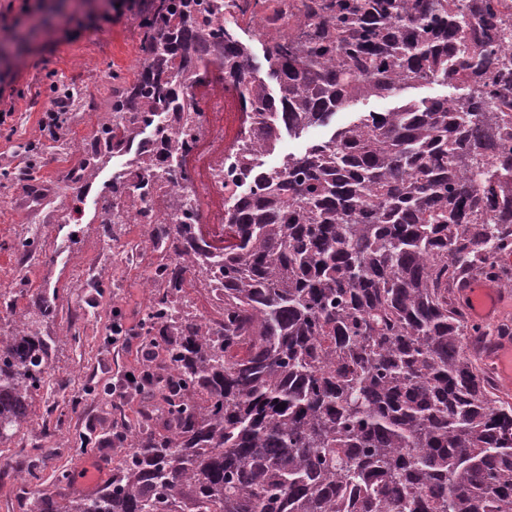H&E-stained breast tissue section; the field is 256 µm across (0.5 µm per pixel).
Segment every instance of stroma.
I'll list each match as a JSON object with an SVG mask.
<instances>
[{
  "instance_id": "obj_1",
  "label": "stroma",
  "mask_w": 512,
  "mask_h": 512,
  "mask_svg": "<svg viewBox=\"0 0 512 512\" xmlns=\"http://www.w3.org/2000/svg\"><path fill=\"white\" fill-rule=\"evenodd\" d=\"M104 0H28V10L17 17L19 25L35 30L21 57L0 59V111L13 113L11 124L0 126V168L21 167V142L42 132L44 113L52 111L47 74L53 73L67 87L82 91L86 106L70 113L63 142L92 137L100 122L109 118L112 71L134 80L142 57L137 19L132 13L105 23L100 21ZM216 118L220 132L208 138L203 157H216L234 145L242 128L237 100L217 93ZM63 143L47 147L40 169L46 197L38 208L16 188L0 189V244L10 241L26 225L38 227L44 251L27 261L0 247V286L10 290L18 307L28 306L38 290L57 293V316L49 331L57 340L51 371L34 396L27 423L10 442L0 445V512H29L33 501L60 502L87 498L112 476L121 451L109 447L112 429V385L125 375L139 372L142 360L135 346L112 339L113 322L139 330L149 302L147 269L158 259L147 253L135 263L113 261V252H127L140 240L144 228L127 224L117 229L113 250H106L97 224L99 198L112 179V167L84 190V222L65 224L58 202L63 176L75 160ZM77 242H70V232ZM107 268L114 284L110 294L92 299L83 283L97 267ZM25 288H17V280ZM92 446H85V439ZM36 468L33 484L18 475ZM95 469V482L84 478ZM65 482H57L59 471Z\"/></svg>"
}]
</instances>
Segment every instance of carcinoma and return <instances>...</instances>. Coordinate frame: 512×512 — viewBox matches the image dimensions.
<instances>
[{
  "mask_svg": "<svg viewBox=\"0 0 512 512\" xmlns=\"http://www.w3.org/2000/svg\"><path fill=\"white\" fill-rule=\"evenodd\" d=\"M270 2L226 16L214 0H144L137 77L112 73L110 112L130 117L99 125L84 170L178 107L200 67L251 98L270 148L371 97L400 103L286 155L224 207L219 231L154 225L149 279L162 287L141 326L168 372L128 390H158L163 428L113 407L112 480L36 512H512V404L466 355L451 303L512 251V0H293L286 32ZM245 17L260 21V57L238 37ZM434 82L462 93L405 100ZM156 132L147 167L174 177L183 135ZM35 172L1 169L0 187ZM39 239L29 228L0 249L24 255ZM191 253L194 279L224 286L206 325L183 295ZM55 300L39 292L20 309L0 294V445L47 375Z\"/></svg>",
  "mask_w": 512,
  "mask_h": 512,
  "instance_id": "1",
  "label": "carcinoma"
}]
</instances>
